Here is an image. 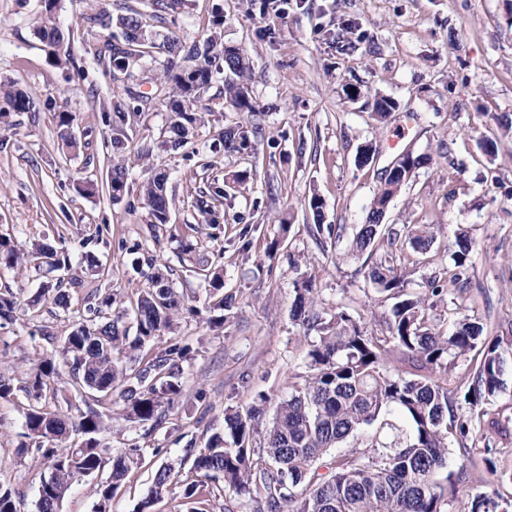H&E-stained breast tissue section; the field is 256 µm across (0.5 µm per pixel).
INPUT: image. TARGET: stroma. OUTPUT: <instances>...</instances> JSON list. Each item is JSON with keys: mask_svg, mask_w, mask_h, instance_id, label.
<instances>
[{"mask_svg": "<svg viewBox=\"0 0 512 512\" xmlns=\"http://www.w3.org/2000/svg\"><path fill=\"white\" fill-rule=\"evenodd\" d=\"M191 2L174 33L201 39L213 4L223 5L224 41L249 59L263 131L250 153L215 154L204 172L187 160L186 149L163 147L169 114L152 108L131 132L129 147H151L155 171L168 177L170 222L154 228L144 205L112 202L106 190L110 165L98 132L113 83L94 60L101 33L77 26L89 0H61L55 14L58 26L73 30L75 61L88 74L71 83L36 36L43 0H0V81L55 99L75 114L77 138L90 140L88 157L63 152L49 112L33 121L19 116L16 126L0 129V235L23 250L50 239L75 264L93 251L105 273L73 290L74 308L100 286L136 300L159 265L191 305L174 320L175 338L193 348L178 407L159 425L126 419L116 405L109 413L100 436L109 457L140 450L110 512H133L164 466L172 468L173 483L154 512H188L182 488L196 478L195 455L223 430L225 411H247L263 395L267 413H274L307 375V331L290 314L296 281L315 276L320 311L344 309L367 335H386L391 302L366 278L368 255L354 251L352 239L385 169L409 149L430 161L393 200L384 222L434 225L436 241L416 265L407 260L410 246H403L394 265L408 292H425L428 280L447 281L448 245L457 228L467 230L475 243L469 284L462 291L449 285L428 315L446 332L469 315L485 335L502 337L505 385L489 408L512 414V0H277L269 12L262 11L263 0ZM90 86L97 91L92 99ZM221 87L214 82L203 95L210 113L195 132L196 148L208 149L222 129H252L250 114L227 103ZM381 97L397 104L384 123L374 117ZM487 140L494 155L481 148ZM368 144L376 154L358 165ZM245 169L257 176L240 191L231 176ZM87 178L97 183V196L77 193ZM213 182L226 193L224 220L216 226L203 223L196 207ZM313 191L323 201L317 216L307 205ZM318 223L344 230L318 241ZM189 224L198 230L187 256L179 240ZM202 259L223 262L224 290L234 296L220 329L206 322L211 293L194 271ZM59 277L27 264L0 274V290H11L20 304L15 321L0 329V374L22 380L43 355L59 353L73 311L48 301L27 306L41 282ZM43 326L55 342L36 338ZM27 409L25 397L0 400V484L16 492L18 512H36L48 473L33 452L18 448ZM448 470L465 472L471 494L512 503L511 437L475 424L465 442L451 443Z\"/></svg>", "mask_w": 512, "mask_h": 512, "instance_id": "obj_1", "label": "stroma"}]
</instances>
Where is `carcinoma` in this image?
<instances>
[{"instance_id": "obj_1", "label": "carcinoma", "mask_w": 512, "mask_h": 512, "mask_svg": "<svg viewBox=\"0 0 512 512\" xmlns=\"http://www.w3.org/2000/svg\"><path fill=\"white\" fill-rule=\"evenodd\" d=\"M60 0H44L45 16L36 34L57 65L74 63L71 34L53 20ZM144 14L130 6L115 16L105 7L92 8L81 15V26L100 32L109 41L97 47L96 64L106 74L126 71L134 80L142 64L160 62L163 87L158 103L170 112L166 144L173 150L187 145L194 129L205 122L207 108L196 102L181 110L196 82H212L230 72L235 79L223 82L224 99L241 112L257 115L248 88V66L241 49L224 44V10L212 9L209 33L201 40L186 42L148 28ZM152 98L124 86V93L107 107L100 118L104 126L102 148L112 163L108 193L114 202L131 192L129 166H149L151 150L141 149L136 156L126 155L128 131L138 124ZM48 109L11 83H0V118L26 114L35 118ZM57 136L66 147L78 151L82 144L71 134L73 113L54 114ZM243 153L250 148L249 137L232 128L222 132L210 150ZM401 168L388 176L374 195L364 223L357 225L352 246L358 252H376L392 247L399 238L410 244L414 254H425L435 234L431 224H404L399 230L383 233L375 223L381 206L401 192L411 178ZM167 177L156 173L141 183L137 202L143 203L154 225L170 223ZM209 199L201 201L199 211L208 224L219 223L224 188L210 187ZM135 202V203H137ZM130 201L128 206L133 208ZM473 251L472 241L458 229L452 244L453 269L449 282L463 286L468 280ZM23 263L50 269L71 268V258L46 243H36L24 251L10 239L0 238V272ZM209 278L216 307L227 310L233 298L223 293V274L215 270ZM369 281L387 296L396 299L388 325V335L368 336L344 310L326 316L314 308V281L295 283L292 318L309 328H317L307 351L309 374L294 385L265 423L264 409L251 407L246 413L227 412L224 431L213 434L193 460L198 479L184 487V498L201 503L210 489L223 485L234 496H246L254 512H447L448 498L465 499L461 512H505L498 500L488 495H470L465 473L441 476L448 466V436L465 440L474 422L487 411L483 405L504 387L505 359L501 340L488 339L483 326L468 317L458 319L453 330L443 333L429 319V297H442L443 288L434 279L428 283L430 296L405 292L402 275L381 259L369 267ZM154 287L144 289L132 306L136 334L122 317H107L116 298L109 288H98L91 300L78 310L70 332L63 338V362L43 356L27 373L23 384L0 376V399L24 393L32 403L25 416L22 437L38 458L49 465L50 473L38 489L37 512H58L71 486L103 472L107 449L100 446L106 414L95 407L119 393L123 410L141 422L162 423L163 405L173 406L181 396L183 364L191 359L190 344L162 337L173 332L174 312L186 308L183 294L173 288L157 270L151 275ZM83 287L82 277L46 284L31 300L67 310L71 290ZM18 301L12 292H0V327L15 320ZM482 348V359L473 380L463 395L466 412L448 413V367L455 359L475 348ZM138 366L131 368L128 362ZM73 383L91 396L85 409L76 415L61 412L43 402L51 389L58 395L63 369ZM259 446H253L255 437ZM343 452L332 455L331 449ZM140 456L133 447L112 463V473L96 484V500L91 512H107L109 502ZM328 474H316L318 466ZM171 486V469L157 470L148 495L135 512H152L155 501Z\"/></svg>"}]
</instances>
